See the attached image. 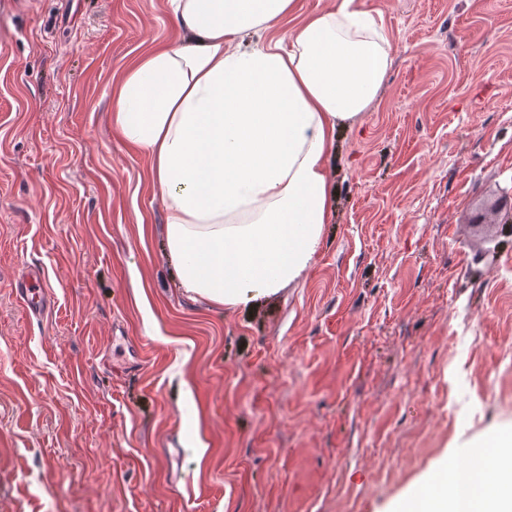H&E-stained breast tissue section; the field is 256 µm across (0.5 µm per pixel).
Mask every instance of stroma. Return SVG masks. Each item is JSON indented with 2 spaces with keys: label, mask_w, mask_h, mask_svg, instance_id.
I'll return each instance as SVG.
<instances>
[{
  "label": "stroma",
  "mask_w": 512,
  "mask_h": 512,
  "mask_svg": "<svg viewBox=\"0 0 512 512\" xmlns=\"http://www.w3.org/2000/svg\"><path fill=\"white\" fill-rule=\"evenodd\" d=\"M394 68L322 245L252 312L186 298L111 81L165 0H0V512H401L512 428V0H367ZM38 269L42 317L16 293Z\"/></svg>",
  "instance_id": "1"
}]
</instances>
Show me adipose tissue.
Wrapping results in <instances>:
<instances>
[{"instance_id": "ef3b65f1", "label": "adipose tissue", "mask_w": 512, "mask_h": 512, "mask_svg": "<svg viewBox=\"0 0 512 512\" xmlns=\"http://www.w3.org/2000/svg\"><path fill=\"white\" fill-rule=\"evenodd\" d=\"M166 4L185 42L124 69L111 123L149 160L183 292L245 312L311 268L331 217L336 134L378 99L390 38L366 0H331L299 22L297 0ZM489 477L499 493L483 492ZM406 512H512V431L485 442L456 481L439 471Z\"/></svg>"}]
</instances>
